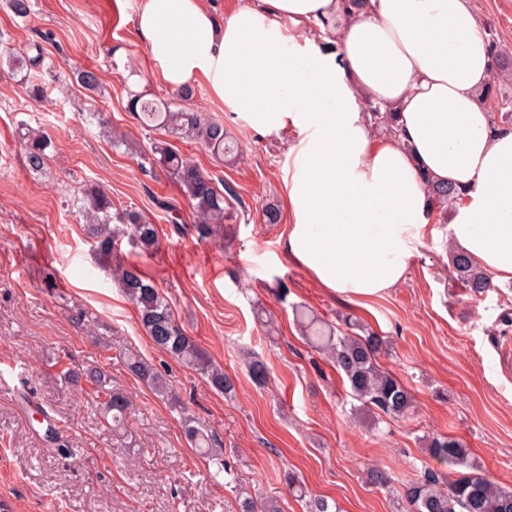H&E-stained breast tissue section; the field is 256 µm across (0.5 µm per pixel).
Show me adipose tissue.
<instances>
[{"mask_svg":"<svg viewBox=\"0 0 512 512\" xmlns=\"http://www.w3.org/2000/svg\"><path fill=\"white\" fill-rule=\"evenodd\" d=\"M135 27L165 84L205 82L262 136L297 131L286 247L324 287L403 283L447 183L453 242L512 281V131L481 100L496 62L470 0H250L222 21L207 0H142ZM309 32L322 48L301 46Z\"/></svg>","mask_w":512,"mask_h":512,"instance_id":"ef3b65f1","label":"adipose tissue"}]
</instances>
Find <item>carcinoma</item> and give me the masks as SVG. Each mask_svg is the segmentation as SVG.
<instances>
[{"instance_id": "obj_1", "label": "carcinoma", "mask_w": 512, "mask_h": 512, "mask_svg": "<svg viewBox=\"0 0 512 512\" xmlns=\"http://www.w3.org/2000/svg\"><path fill=\"white\" fill-rule=\"evenodd\" d=\"M33 56L10 62V68L24 72V79L36 97L44 96L41 70L42 47L35 43ZM131 110L148 128L178 134L199 144L218 158L236 155L238 146L228 136L224 124L206 118L202 113L177 102L146 99L142 93L131 94ZM29 168L40 171L48 159L51 139L41 130L26 124L19 127ZM140 168L152 173L155 168L166 171L184 190L196 216L199 238L223 235L224 224L233 219L231 188L219 189L215 180L184 158L164 140L140 145L135 149ZM432 202L437 210L448 212V202L457 196L451 185L432 187ZM85 224L84 231L93 243L96 260L118 283L127 300L137 310L141 326L153 346L176 362L207 378L218 393L231 397L236 392L234 378L215 364L208 353L188 336L179 324L163 291L137 266L121 257V243L152 254L159 248L156 226L134 208L112 210V198L96 185H86L75 197ZM449 271L455 283L472 295L480 296L493 287L490 276L467 254L449 249ZM293 318L301 335L328 358L331 366L348 386L349 397L356 401L351 414L358 420L367 417L373 422L385 418H404L414 411L413 396L408 388L389 370L380 358L389 352V341L358 321H347L346 330H338L305 311L292 307ZM124 364L135 379L143 382L156 395L166 400L182 415L183 432L195 454L217 467L212 477L230 470L215 432L205 422L189 413L170 380L133 347L120 350ZM253 382L264 386L269 380L267 366L260 360L249 364ZM59 378L74 386L90 399L103 420L115 433L126 431L133 413V401L112 385L107 371L98 365L78 367L62 364ZM424 451L428 460L421 463L420 474L404 485L401 500L407 512H512V490L491 480L471 457L470 449L457 438L446 435L425 437ZM442 466L436 470L428 464ZM288 490L293 497L306 501L307 512H339L337 505L323 497L310 498L305 483L293 473H285ZM233 512H283L275 496L251 490L240 480L233 486Z\"/></svg>"}]
</instances>
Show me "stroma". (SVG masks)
Here are the masks:
<instances>
[{"label": "stroma", "instance_id": "1", "mask_svg": "<svg viewBox=\"0 0 512 512\" xmlns=\"http://www.w3.org/2000/svg\"><path fill=\"white\" fill-rule=\"evenodd\" d=\"M482 29H493L503 80L487 105L503 123L512 101V0H471ZM141 0H31L28 18L0 0V59L44 49L48 96L33 102L21 75L0 62V365H14L0 384V503L8 512H232L233 494L208 475L188 447L179 416L126 370L119 349H139L180 390L186 405L216 432L235 476L284 512H306L289 494L284 470L309 492L335 500L340 512H403L401 501L370 485L369 469L394 485L413 480L423 438L462 440L498 484L512 488V282L475 297L448 271L449 223L438 220L411 259L404 283L369 299L323 288L285 252L291 222L285 205L287 148L295 131L255 133L225 111L205 83L194 84L191 107L222 122L240 146L219 163L176 135L174 149L219 183L243 208L223 237L199 239L193 210L164 171L142 173L136 158L112 148L96 113L138 141L146 135L128 105V90L162 98L178 91L151 75L147 48L135 31ZM97 70L98 92L77 82ZM29 124L54 144L42 171L29 170L18 128ZM101 186L115 208H138L159 232L151 255L122 245L163 290L180 324L211 359L236 378V395L216 393L198 372L156 350L134 306L96 261L74 205L79 187ZM275 205L280 220L259 221ZM52 273L56 285L43 277ZM288 286L280 298L276 280ZM305 303L342 326L351 317L390 344L382 365L416 400L412 415L379 425L351 419L350 399L324 355L293 323L292 304ZM96 316L112 347L97 345L89 327L72 323L70 307ZM97 364L131 395L130 436L120 441L89 399L65 387L56 360ZM270 370L267 387L248 372L251 359ZM41 405L58 438L33 410Z\"/></svg>", "mask_w": 512, "mask_h": 512}]
</instances>
